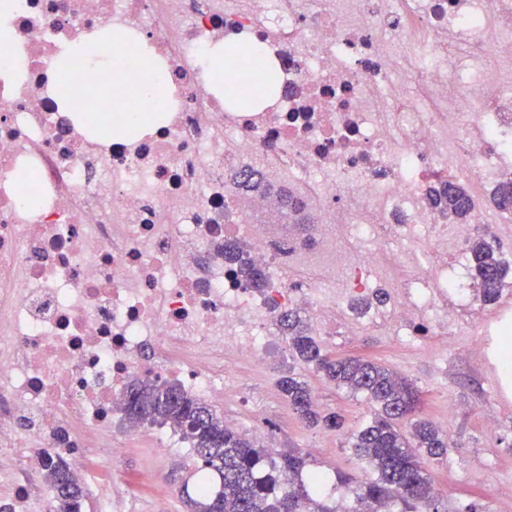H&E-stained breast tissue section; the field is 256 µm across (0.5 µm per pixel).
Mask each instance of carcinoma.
<instances>
[{"label": "carcinoma", "mask_w": 512, "mask_h": 512, "mask_svg": "<svg viewBox=\"0 0 512 512\" xmlns=\"http://www.w3.org/2000/svg\"><path fill=\"white\" fill-rule=\"evenodd\" d=\"M267 186L262 174L253 171L243 174L236 184L243 190ZM429 200L448 214L450 222L470 219L471 195L460 183L431 190ZM494 202L501 210L512 209L511 178L500 182ZM469 258L481 300L487 305L497 303L505 268L490 233L471 242ZM224 259L239 264L245 287L258 292L266 287L265 274L246 260L237 241H224ZM278 324L294 360L337 386L363 395L375 406L374 416L350 434L351 448L365 463L369 477L356 481L340 476L337 481V487L352 492L355 506L350 512H362L365 506L373 512H444L433 493L426 463L446 457L454 446L447 432L420 418L419 390L374 360L325 352L295 309L280 311ZM277 386L306 426L345 428L341 415H324L317 409L309 385L297 374L281 376ZM124 396L134 404V411L125 412L129 421L184 430L201 468L212 473L214 483L208 493L199 495L184 488L189 512H338L337 505L323 495V483L308 481L307 460L301 452L271 457L254 439L224 425V417L212 406L170 382L135 379ZM63 462L59 456L46 459L44 481L51 491L50 512H83L80 484H72L67 497L56 494Z\"/></svg>", "instance_id": "carcinoma-1"}]
</instances>
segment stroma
Here are the masks:
<instances>
[{"label":"stroma","mask_w":512,"mask_h":512,"mask_svg":"<svg viewBox=\"0 0 512 512\" xmlns=\"http://www.w3.org/2000/svg\"><path fill=\"white\" fill-rule=\"evenodd\" d=\"M355 313L344 308L335 326L316 330L314 336L326 352L364 355L406 377L421 393V414L446 422L455 448L447 459L428 466L434 489L448 512H463L478 502L487 512H512V404L499 400L477 350L483 331L476 325L438 329L425 326L417 343L389 335L380 328L360 336L346 333ZM310 385L320 410L344 416L346 430L330 432L306 427L289 408L277 381L287 372ZM234 398L225 400L224 423L240 429L249 417L241 403L249 398L263 406L276 430L275 452L310 451L309 467L325 472L363 475L362 462L349 445V434L369 420L373 409L360 395L337 388L293 360L287 342H280L265 363L243 366L229 383ZM103 494L132 512H185L182 495L168 476L182 469L192 475L198 466L193 454L153 447L143 442L126 449L115 460L90 453Z\"/></svg>","instance_id":"1"}]
</instances>
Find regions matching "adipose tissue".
Here are the masks:
<instances>
[{
  "label": "adipose tissue",
  "mask_w": 512,
  "mask_h": 512,
  "mask_svg": "<svg viewBox=\"0 0 512 512\" xmlns=\"http://www.w3.org/2000/svg\"><path fill=\"white\" fill-rule=\"evenodd\" d=\"M66 63L57 72L69 94L94 97L112 103V114L98 116L92 122L96 131L111 135L114 127L121 126L133 134L151 132L161 116L157 103L168 101L171 89L160 70L145 71L144 51L128 52L116 35L105 40L89 39L62 53ZM98 73L99 79L90 84L87 73ZM120 73L121 81H113V73ZM130 99L139 100L136 108L127 107Z\"/></svg>",
  "instance_id": "1"
}]
</instances>
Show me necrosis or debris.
<instances>
[{
  "instance_id": "1",
  "label": "necrosis or debris",
  "mask_w": 512,
  "mask_h": 512,
  "mask_svg": "<svg viewBox=\"0 0 512 512\" xmlns=\"http://www.w3.org/2000/svg\"><path fill=\"white\" fill-rule=\"evenodd\" d=\"M13 50L26 66L0 81V512H40L32 489L46 458L81 485L88 451L165 430L123 422L130 380L172 381L215 404L239 364L276 347L279 310L335 316L320 296L344 273L367 291L400 265L406 225L428 227L394 301L350 327L447 322L469 227H446L430 189L467 173L475 216L512 177V0H18ZM133 32L162 63L172 97L155 132L97 139L71 120L55 62L101 28ZM231 38L262 44L280 92L259 112L229 111L200 57ZM412 53L408 97L392 48ZM242 170L288 188L294 224L254 226L265 198L237 191ZM243 242L265 292L224 260Z\"/></svg>"
}]
</instances>
